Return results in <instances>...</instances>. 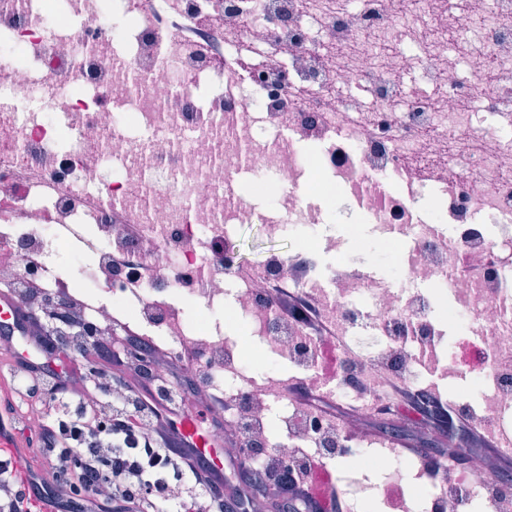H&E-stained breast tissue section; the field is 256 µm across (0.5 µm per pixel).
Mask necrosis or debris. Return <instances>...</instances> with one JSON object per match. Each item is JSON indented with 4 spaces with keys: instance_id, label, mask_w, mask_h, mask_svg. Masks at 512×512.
Wrapping results in <instances>:
<instances>
[{
    "instance_id": "necrosis-or-debris-1",
    "label": "necrosis or debris",
    "mask_w": 512,
    "mask_h": 512,
    "mask_svg": "<svg viewBox=\"0 0 512 512\" xmlns=\"http://www.w3.org/2000/svg\"><path fill=\"white\" fill-rule=\"evenodd\" d=\"M0 0V283L29 276L91 293L86 320L102 336L115 311L169 341L170 353L195 343L223 350L221 317L244 319L257 349L270 348L299 373L311 374L315 341L299 321L282 325L267 300L269 280L317 294L337 335L374 341L378 364L364 373L366 391L323 380L331 395L354 399L358 414L375 411L386 385L402 377L431 388L432 362L480 380L477 395L450 398L512 448V373L493 370L512 355V266L478 282L455 277L457 252L512 248V0ZM498 78L487 81L488 65ZM314 143L318 152L299 147ZM38 176L18 186L21 171ZM261 178L273 206L264 222L286 231L311 211L310 194L358 196L376 223L394 227V248H409L410 278L422 289L381 286L368 272L337 264L298 279L303 252L269 258L260 273L238 278L214 266L213 239L250 223L238 177ZM385 176L399 186L381 187ZM451 232L439 234L418 214L423 184ZM122 210L145 230L141 246L158 269L130 287L132 269H112L110 251L123 234ZM33 241L35 258L20 245ZM192 286H183L184 277ZM449 292V319L464 333L446 336L432 313V290ZM203 303L191 321L183 300ZM209 384L241 398L226 418L251 424L258 443L281 457L339 440L322 418L280 400L275 374L252 381L203 365ZM361 448H346L334 476L349 512L386 491L356 484ZM406 475L416 490L407 512H512V489L493 466L454 469L451 480Z\"/></svg>"
}]
</instances>
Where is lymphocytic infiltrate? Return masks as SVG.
I'll return each instance as SVG.
<instances>
[{"instance_id":"obj_1","label":"lymphocytic infiltrate","mask_w":512,"mask_h":512,"mask_svg":"<svg viewBox=\"0 0 512 512\" xmlns=\"http://www.w3.org/2000/svg\"><path fill=\"white\" fill-rule=\"evenodd\" d=\"M138 225L124 227L122 240L112 248L113 269L135 268L139 281L157 276L151 259L141 254ZM32 331L23 342L36 352L35 358L15 354L10 376L26 382L10 409L18 423H25V409L32 399L50 403L57 395L72 396L76 406L73 443H65L60 421L43 413L37 437L43 456L52 463L53 480L37 478L30 486L16 484L0 467V498L10 500L9 512H26L31 493L55 497L57 490L80 488L85 492L77 512H93L97 502L107 501L112 512H256L268 503L279 512H344L345 502L337 485L318 487L314 476L326 468L323 454L313 453L296 467L277 459L266 465L254 464L244 455L226 456L222 465L200 459L197 449L187 447L178 434L175 419L185 411L186 396H203L206 409L231 408L223 394H202L199 383L182 386L175 367L218 361V354L202 347H185L170 361V367L156 371L151 363L139 364L129 375L113 373L110 364L120 358L109 336L93 337L81 344L85 318L78 301L67 289L43 288L32 277L14 289ZM270 301L280 321H287L298 309H305V323L315 335L318 353L313 360L319 376H338L356 392H364V370L360 360L342 348V339L321 317L317 302L271 284ZM68 339L78 353L93 351L105 366L77 377L53 367L48 356L60 339ZM164 460L178 471L179 483L147 481L145 460Z\"/></svg>"}]
</instances>
